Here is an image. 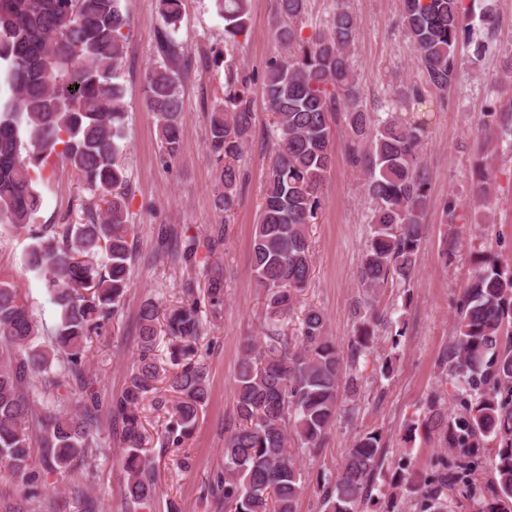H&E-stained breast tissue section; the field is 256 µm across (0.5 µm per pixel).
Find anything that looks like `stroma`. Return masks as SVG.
<instances>
[{
    "mask_svg": "<svg viewBox=\"0 0 512 512\" xmlns=\"http://www.w3.org/2000/svg\"><path fill=\"white\" fill-rule=\"evenodd\" d=\"M125 5L131 31L122 78L128 103L123 154L130 176L136 258L121 310L101 335L93 337L85 358L86 375L99 395L94 426L99 449L72 478L43 475L42 495L35 500L0 469V512H58L70 503L75 484L99 501L102 512H130L121 430L112 420V399L124 390L137 361L140 308L152 300L160 312H169L191 300L182 288L185 279L203 285L213 276L224 280V305L206 316L202 344L209 395L194 430L180 445L165 441L164 429L178 396L164 380L143 401L140 415L143 447L155 463L160 490L151 512H166L171 499L179 502L182 512H224L220 501L204 493L203 485L224 465V432L235 419L234 375L243 340L264 333V292L252 275L250 241L275 149L262 75L267 60L280 50L273 37L276 0H250V21L237 38L239 66L252 78L254 116L241 161L247 180L229 215L215 206L217 165L207 147L208 111L224 97V68L212 61L224 48V21L212 0H183L177 38L191 63L181 86L183 145L178 157L164 164L155 121L145 109L146 74L155 60L154 37L161 20L156 0H125ZM348 6L357 17L359 37L352 61L368 111H387L393 90L401 85L423 86L434 103L423 142L430 197L409 286L384 288L373 303L380 317L391 316L398 308L405 311V334L399 341H391L382 326L374 339L375 358L390 359L393 373L385 378L373 365H365L359 413L351 418L338 415L321 451L301 461L307 488L297 512H318L313 486L324 475L337 473L359 434L381 432L390 465L402 460L410 467L431 470L459 456V449L448 447L442 435L420 431L411 438L407 428L424 418L433 393L453 391L441 358L455 334V302L472 277V253L481 251L512 265V0H492L496 24L484 57L475 58L472 47L460 43L459 78L445 93L425 84L402 28L400 0H349ZM489 109L495 111L497 125L487 147L482 129ZM332 134L334 164L311 226L312 273L302 303L324 312L328 336L347 354L358 329L354 309L364 299L358 271L374 202L363 169L349 157L355 136L344 113L335 116ZM480 167L491 171L494 183L485 208L473 204L471 196ZM37 190L43 198L35 219L39 225L60 218L80 221L84 208L95 202L75 175L62 168L47 172ZM451 199L457 202L455 219L446 210ZM216 236L221 242L215 246L211 240ZM190 243L197 248V261L188 269L173 261L171 253L174 246ZM28 245L26 236L0 233V274L14 281L28 297L34 318L50 329L58 314L44 276L24 266ZM185 456L191 459L187 469L179 465Z\"/></svg>",
    "mask_w": 512,
    "mask_h": 512,
    "instance_id": "35a3bbf8",
    "label": "stroma"
}]
</instances>
